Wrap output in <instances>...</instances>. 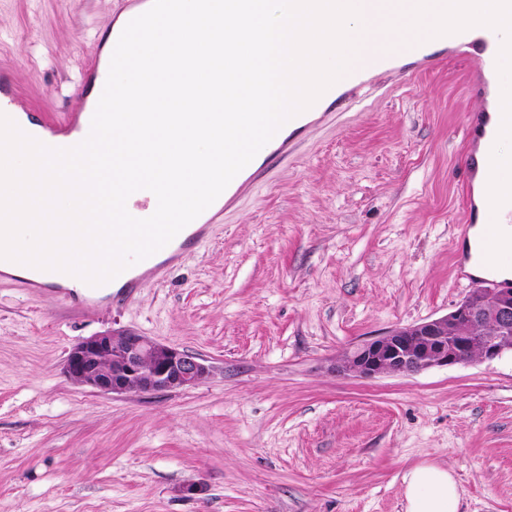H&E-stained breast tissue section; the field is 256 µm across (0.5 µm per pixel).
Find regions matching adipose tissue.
<instances>
[{
  "mask_svg": "<svg viewBox=\"0 0 512 512\" xmlns=\"http://www.w3.org/2000/svg\"><path fill=\"white\" fill-rule=\"evenodd\" d=\"M406 512H460L461 490L448 467L427 464L403 477Z\"/></svg>",
  "mask_w": 512,
  "mask_h": 512,
  "instance_id": "obj_1",
  "label": "adipose tissue"
}]
</instances>
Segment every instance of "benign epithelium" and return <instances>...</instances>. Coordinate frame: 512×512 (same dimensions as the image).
I'll return each mask as SVG.
<instances>
[{
    "label": "benign epithelium",
    "instance_id": "7a95c632",
    "mask_svg": "<svg viewBox=\"0 0 512 512\" xmlns=\"http://www.w3.org/2000/svg\"><path fill=\"white\" fill-rule=\"evenodd\" d=\"M490 323L494 332L480 328ZM512 353V287L479 284L447 314L398 326L362 343L340 358L343 374L364 378L410 376L434 367L465 365L473 354L492 361ZM72 383L104 394H144L202 384L210 367L198 355L131 330L85 337L69 350L62 366Z\"/></svg>",
    "mask_w": 512,
    "mask_h": 512
}]
</instances>
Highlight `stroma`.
<instances>
[{
	"instance_id": "stroma-1",
	"label": "stroma",
	"mask_w": 512,
	"mask_h": 512,
	"mask_svg": "<svg viewBox=\"0 0 512 512\" xmlns=\"http://www.w3.org/2000/svg\"><path fill=\"white\" fill-rule=\"evenodd\" d=\"M122 0H0V67L27 112L81 111ZM473 56L347 99L224 223L130 299L0 284V512H404L447 465L462 512H512V355L342 377L344 351L447 314L469 291ZM133 329L198 354L186 390L98 394L61 366ZM203 480L205 494L184 496Z\"/></svg>"
}]
</instances>
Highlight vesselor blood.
Listing matches in <instances>:
<instances>
[{"mask_svg":"<svg viewBox=\"0 0 512 512\" xmlns=\"http://www.w3.org/2000/svg\"><path fill=\"white\" fill-rule=\"evenodd\" d=\"M153 0H126L125 8L120 17L114 19L112 26L113 36H120L124 27L133 18L146 12ZM439 48H431L421 45L415 48L409 61L397 65L389 60L379 61L377 67L384 72H393L400 78L407 79L421 71L430 69L434 63L439 62L445 56L446 49L470 48L481 45L491 52L490 57L477 58L473 79L484 81L487 74L493 69L491 56L499 52L502 44L500 32L488 27L479 29H466L462 32L440 37ZM11 78L8 72L0 69V113L8 117H15L22 111V104L15 96L9 95ZM92 115L88 112H79L70 116L66 124L61 126H49L43 128L40 140L42 143L57 148L75 146L76 139L90 132ZM502 123V115L498 112H481L474 115L467 125V148L464 156V168L467 179L475 177L489 178V164L479 163L476 157L477 147L481 140L487 136L498 135ZM311 123L307 113H300L286 122L274 137L258 152L254 159L241 170L226 187L223 194L191 223L184 227L170 242L173 247L174 258H181L187 254L196 244L204 241L211 225L224 221L225 214L231 209L240 197L242 183L251 184L264 181L270 169L274 168L281 160L287 159L292 152V141L304 132L310 131Z\"/></svg>","mask_w":512,"mask_h":512,"instance_id":"vessel-or-blood-1","label":"vessel or blood"}]
</instances>
